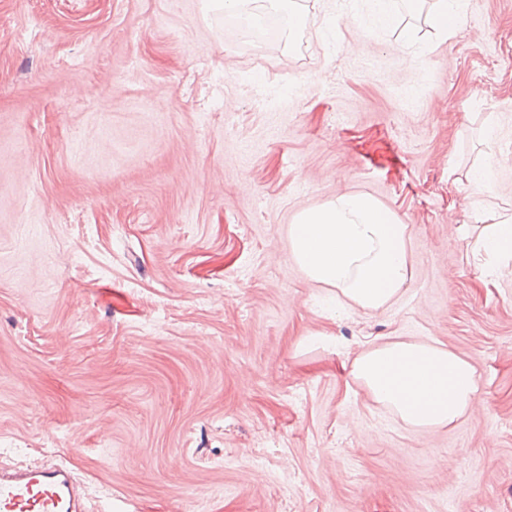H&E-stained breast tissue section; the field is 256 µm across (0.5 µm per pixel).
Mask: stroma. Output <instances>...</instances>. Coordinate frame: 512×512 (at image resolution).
I'll use <instances>...</instances> for the list:
<instances>
[{
    "label": "stroma",
    "instance_id": "stroma-1",
    "mask_svg": "<svg viewBox=\"0 0 512 512\" xmlns=\"http://www.w3.org/2000/svg\"><path fill=\"white\" fill-rule=\"evenodd\" d=\"M459 2L444 40L297 0V52L220 0H0V458L91 512H512V256L474 250L512 213V0ZM343 192L409 227L390 307L290 253ZM388 336L469 361L472 411L375 402L350 364Z\"/></svg>",
    "mask_w": 512,
    "mask_h": 512
}]
</instances>
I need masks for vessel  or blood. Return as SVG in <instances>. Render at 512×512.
I'll list each match as a JSON object with an SVG mask.
<instances>
[{
	"instance_id": "1",
	"label": "vessel or blood",
	"mask_w": 512,
	"mask_h": 512,
	"mask_svg": "<svg viewBox=\"0 0 512 512\" xmlns=\"http://www.w3.org/2000/svg\"><path fill=\"white\" fill-rule=\"evenodd\" d=\"M0 512H87L84 489L65 464L16 469L1 461Z\"/></svg>"
}]
</instances>
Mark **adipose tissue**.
Wrapping results in <instances>:
<instances>
[{"mask_svg":"<svg viewBox=\"0 0 512 512\" xmlns=\"http://www.w3.org/2000/svg\"><path fill=\"white\" fill-rule=\"evenodd\" d=\"M289 237L307 278L332 289L345 309L391 306L410 276L408 225L366 194L341 193L303 210ZM352 373L374 400L415 428L451 425L471 411L476 398L474 367L447 348L417 339L398 337L363 350Z\"/></svg>","mask_w":512,"mask_h":512,"instance_id":"adipose-tissue-1","label":"adipose tissue"}]
</instances>
